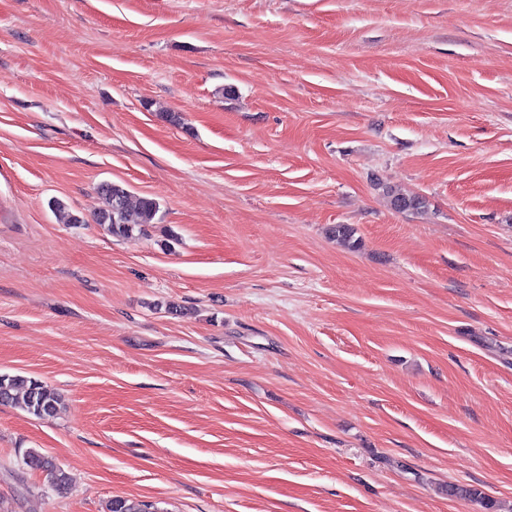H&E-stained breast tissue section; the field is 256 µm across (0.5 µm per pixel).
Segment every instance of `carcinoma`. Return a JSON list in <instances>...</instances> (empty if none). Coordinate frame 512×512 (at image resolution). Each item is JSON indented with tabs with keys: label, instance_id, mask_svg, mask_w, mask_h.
<instances>
[{
	"label": "carcinoma",
	"instance_id": "carcinoma-1",
	"mask_svg": "<svg viewBox=\"0 0 512 512\" xmlns=\"http://www.w3.org/2000/svg\"><path fill=\"white\" fill-rule=\"evenodd\" d=\"M384 194L390 205L399 212H419L427 208L428 202L420 195L405 194L382 182ZM104 206L93 217V222L104 225L112 236L119 239L133 237L134 231L154 223L159 211L156 200L136 197L116 183H104L99 187ZM52 210L65 224H83V217L69 211L60 199L50 201ZM332 237L343 246L356 250L361 240L355 237V230L349 224H336L331 228ZM0 405L17 406L38 419H54L63 409V398L56 390L42 381L20 375L0 374ZM24 466L30 471L44 475L45 484L54 492L64 494L69 490L68 474L36 450L28 451L23 457ZM448 497L478 505L482 512H500L498 501L487 497L474 487L450 484L445 489ZM109 512H149L148 505L126 497H116L110 503Z\"/></svg>",
	"mask_w": 512,
	"mask_h": 512
}]
</instances>
